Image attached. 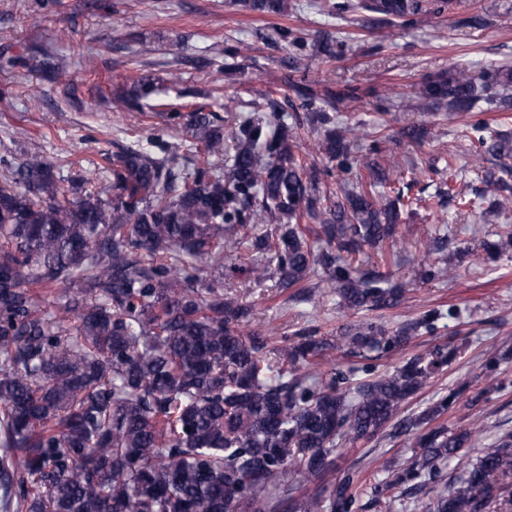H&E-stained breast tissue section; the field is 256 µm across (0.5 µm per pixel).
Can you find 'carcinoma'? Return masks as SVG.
Returning a JSON list of instances; mask_svg holds the SVG:
<instances>
[{
    "instance_id": "cac0c4a2",
    "label": "carcinoma",
    "mask_w": 512,
    "mask_h": 512,
    "mask_svg": "<svg viewBox=\"0 0 512 512\" xmlns=\"http://www.w3.org/2000/svg\"><path fill=\"white\" fill-rule=\"evenodd\" d=\"M466 0H336V15L357 8L414 22L455 10ZM288 0H249L259 14L288 12ZM293 49L304 37L278 28ZM42 80L67 81L66 63L38 51ZM148 76L112 91L120 109H143L153 90ZM305 119L287 125L273 99L277 123L239 117L224 154V124L197 108L170 119L191 131L193 168L177 150L124 148L103 154L106 170L78 177L68 197L55 165L33 152L0 173V512H360L359 476L344 471L312 496L296 495L276 481L299 485L321 480L334 467L336 440H369L392 427L406 435L409 467L377 483L372 494L403 487L431 493L427 512H512L504 496L512 478V433L485 451L459 477L443 478V465L471 447L470 428L442 423L461 391L452 390L417 417L395 420L404 402L449 367L461 346L455 337L403 361L393 372L348 386L346 372L319 371L336 346L369 358L403 350L409 340L435 335L445 313L438 308L388 331L362 322L339 336L305 329L288 343L244 331L250 309L224 294V250L271 253L270 268L248 259L256 280L276 271L284 288L309 279L336 291L349 310L396 307L403 290L383 286L377 270L397 239L401 211L425 198L390 196V172L372 146L358 154L354 130L336 129L304 85ZM422 114L458 118L484 104L512 111V70L476 83L454 67L415 92ZM322 131L317 151L347 173L368 171V186L340 187L323 204L316 167L295 158L289 131ZM479 154L512 155V135L488 140L475 124ZM112 186L103 198L99 182ZM477 195L495 197L494 212L512 208V186L485 174ZM321 225L326 246L315 252L303 230ZM374 249V258L364 247ZM424 276L451 270V255L421 243ZM486 259L512 253V229L484 243ZM213 274L206 281L204 274ZM66 298V317L41 313L36 287ZM502 358L481 363L484 386L473 403L502 389Z\"/></svg>"
}]
</instances>
